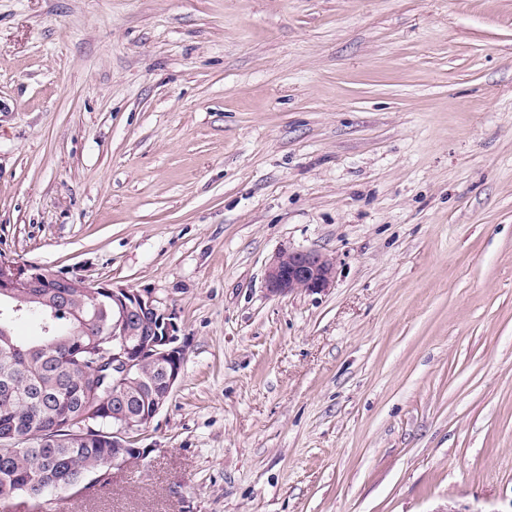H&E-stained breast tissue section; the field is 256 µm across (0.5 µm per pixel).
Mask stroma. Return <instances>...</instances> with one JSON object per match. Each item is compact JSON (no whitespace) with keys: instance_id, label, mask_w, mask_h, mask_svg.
<instances>
[{"instance_id":"stroma-1","label":"stroma","mask_w":512,"mask_h":512,"mask_svg":"<svg viewBox=\"0 0 512 512\" xmlns=\"http://www.w3.org/2000/svg\"><path fill=\"white\" fill-rule=\"evenodd\" d=\"M0 255L180 327L48 512H512V0H0ZM335 277L336 260L329 254L317 249L286 250L270 262L265 284L273 296L317 293L329 288Z\"/></svg>"}]
</instances>
